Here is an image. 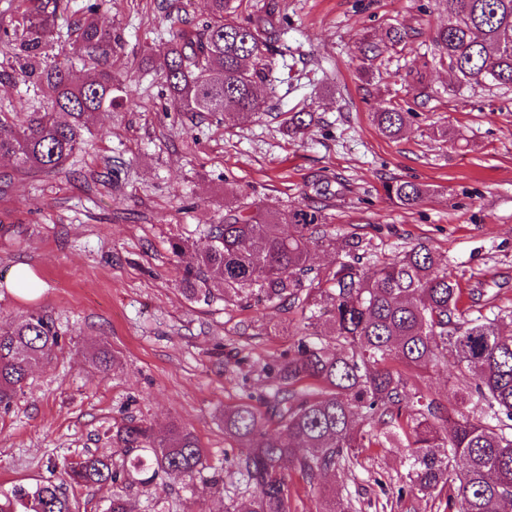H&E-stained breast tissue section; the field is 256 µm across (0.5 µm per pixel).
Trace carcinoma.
<instances>
[{
	"label": "carcinoma",
	"mask_w": 512,
	"mask_h": 512,
	"mask_svg": "<svg viewBox=\"0 0 512 512\" xmlns=\"http://www.w3.org/2000/svg\"><path fill=\"white\" fill-rule=\"evenodd\" d=\"M10 17L18 77L45 105L18 114L0 111V156L19 171L61 173L92 134L96 116L128 102L117 96L112 56L119 38L102 26L103 0L88 3L70 28L72 55L53 52L57 22L71 0H18ZM202 26L179 27L154 51L160 79L179 112L223 121L262 107L266 55L277 32L273 12L234 18V0H209ZM448 24L436 29L434 51L457 82L512 88V0H445ZM408 32L388 27L362 49L374 62ZM95 70L77 76L72 57ZM413 114L396 103L373 113L387 137L399 136ZM311 112H290L288 132L302 133ZM389 199L411 209L430 193L422 184L394 180ZM293 227V232L284 230ZM336 248V238L314 207L270 216L239 206L199 238L171 242L173 256H190L182 274L190 300L257 297L299 316L294 350L265 367L273 391L258 407L243 401L224 410V440L240 454L235 473L253 489L245 512H288L287 464L313 488L338 472L354 471L358 450L408 449L398 495L431 499L448 490L450 512H503L512 504V310L473 309L474 290L413 246L395 258L371 260V244L344 239L326 267L313 252ZM62 334L44 312L0 325V409H10L34 369L49 365ZM336 344V350L329 348ZM452 358L459 389L483 402L478 416L448 412L416 378ZM91 360L115 367L117 357L95 348ZM116 457L87 454L54 464L56 479L28 477L0 485V512H81L78 490L112 484L105 512H135L128 491H165L168 476L192 478L204 469L196 435L173 421L162 433L129 420L115 426ZM317 512H358L351 499L321 491Z\"/></svg>",
	"instance_id": "1"
}]
</instances>
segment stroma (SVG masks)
Returning a JSON list of instances; mask_svg holds the SVG:
<instances>
[{"label": "stroma", "instance_id": "obj_1", "mask_svg": "<svg viewBox=\"0 0 512 512\" xmlns=\"http://www.w3.org/2000/svg\"><path fill=\"white\" fill-rule=\"evenodd\" d=\"M277 5L284 18L267 58L260 114L214 124L173 111L149 48L171 16L200 24L207 0H105L99 20L122 38L112 74L130 104L100 113L96 133L64 173L16 171L0 158V325L27 312L52 315L65 340L36 369L9 412H0V484L49 476L50 462L90 452L112 454L105 432L134 417L163 430L179 420L198 437L208 467L169 478V489L131 494L137 512H225L246 507L251 491L225 478L203 491L213 470L236 453L222 430L225 408L270 394L264 366L294 340L295 313L273 305L187 300L172 241L220 224L230 202H255L268 214L321 208L337 236L369 240L391 258L414 245L431 249L467 287L498 291L512 308V88L458 84L435 55L434 30L448 22L442 0H244V13ZM406 29L373 77L360 47L385 28ZM431 86L432 97L421 96ZM399 103L413 118L389 139L373 112ZM314 113L291 136L289 113ZM401 179L432 193L404 209L385 195ZM28 265L38 288L13 286ZM107 345L119 365L99 370L89 353ZM453 365L420 384L449 412L462 401ZM401 448H363L353 475L323 485L384 512H443L446 499L398 497Z\"/></svg>", "mask_w": 512, "mask_h": 512}]
</instances>
